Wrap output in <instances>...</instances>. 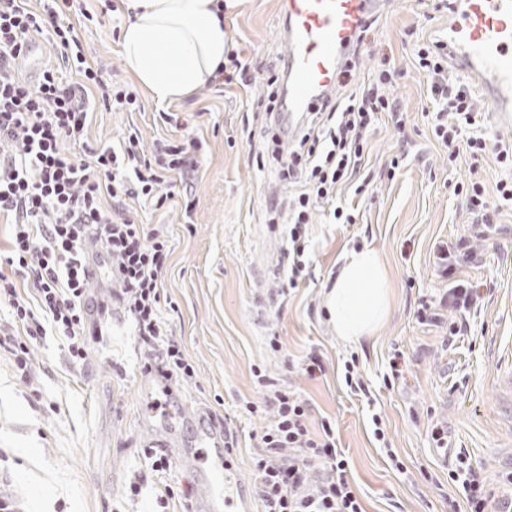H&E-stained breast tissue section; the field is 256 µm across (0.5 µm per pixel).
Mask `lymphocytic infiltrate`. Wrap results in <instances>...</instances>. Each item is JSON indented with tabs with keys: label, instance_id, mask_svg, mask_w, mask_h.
<instances>
[{
	"label": "lymphocytic infiltrate",
	"instance_id": "lymphocytic-infiltrate-1",
	"mask_svg": "<svg viewBox=\"0 0 512 512\" xmlns=\"http://www.w3.org/2000/svg\"><path fill=\"white\" fill-rule=\"evenodd\" d=\"M85 13L84 0H0V219L11 226L8 249L0 257L10 268L0 272V304L24 332L20 339L0 337V347L13 353L23 373L30 341L46 336L63 337L71 361L87 358L84 320L90 309L87 288L94 262L88 248L93 245L110 262L115 297L135 325L146 371L187 380L195 369L181 342L168 334L160 306L170 257L168 229L136 222L128 203L136 199L164 208L174 199L177 184L196 171L198 143L183 138L149 148L134 131L116 148L89 144L97 108L135 112L141 103L131 86L88 62L72 23ZM41 35L55 60L31 79L25 73L30 45ZM416 62L433 78L432 133L447 148L449 162H456L464 149L473 162L491 154L499 168L512 170V143L488 145L476 128L471 87L448 81L447 44L417 45ZM63 66L75 69L80 81L64 80L59 74ZM392 80L389 59L380 58L367 86L342 98L327 97L294 137L273 142L271 160L280 179L303 186L288 206L275 200L269 204L271 223H278L281 209L289 211V287H298L304 278L305 229L314 212L328 205L336 223L353 221L337 206L336 192L360 169L366 135L378 114L398 112L396 99L387 92ZM495 190L491 199L483 182L454 185L473 216L475 237L492 226L502 206L512 204V178L499 179ZM472 258L469 250L439 256L444 276L452 280L447 302L453 310H467L480 297L457 274ZM257 383L264 389L262 402L246 408L272 417L252 458L262 512H365L330 421L311 431L305 400L287 388L270 386L265 375H258ZM456 461L448 477L462 489L465 512H512L511 502L495 506L484 476L466 453H458Z\"/></svg>",
	"mask_w": 512,
	"mask_h": 512
}]
</instances>
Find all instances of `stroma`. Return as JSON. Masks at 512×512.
<instances>
[{
	"label": "stroma",
	"instance_id": "stroma-1",
	"mask_svg": "<svg viewBox=\"0 0 512 512\" xmlns=\"http://www.w3.org/2000/svg\"><path fill=\"white\" fill-rule=\"evenodd\" d=\"M92 13L93 22L76 26L88 60L114 80L133 82L117 19L105 0H94ZM284 18L281 0H233L225 8L229 48L264 64L249 86L205 85L164 104L143 97L138 112H94V146L116 144L132 127L148 146L182 136L201 144L191 217L177 201L156 212L130 204L139 221L169 227L162 316L195 376L167 387L147 373L131 323L112 324L109 277L92 281L86 361L70 362L62 340L48 336L32 343L23 374L0 348V506L7 512H150L160 496L165 512H197L196 471L176 458L167 473H151L144 451L159 440L191 445L204 427L234 434L232 472L254 495L251 437L269 418L245 413L243 405L262 398L258 369L308 399L313 419L331 421L366 512H448L449 500L462 498L448 478L460 451L484 471L496 500H512V211L503 210L499 233L477 241L476 259L461 269L481 290L464 335L448 336L455 312L440 326L417 318L420 304L439 300L448 287L438 247L469 236L471 218L454 183L483 180L492 196L499 177L493 162L475 169L464 153L449 164L425 113L431 78L416 66L415 44L445 37L448 12L439 0H388L373 25L353 82L366 81L378 54H388L395 68L389 92L400 112L379 114L368 134L366 193L348 185L337 192L355 223L333 224L315 213L310 276L293 291L282 286L288 242L269 224L268 204L287 202L295 188L256 164L268 148L256 104L267 69L281 68L287 57ZM165 113L176 115L177 125L164 123ZM364 248L384 262L391 302L374 335L348 345L333 330L325 296L345 258ZM272 335L281 351L271 349ZM397 350L403 359L393 380L388 362ZM312 355L324 368L313 379L300 368ZM352 357L362 395L344 383L343 363ZM374 412L383 421L381 442L373 436ZM437 426L447 447L432 438ZM392 453L401 469L392 467ZM136 480L142 492L133 497L128 488Z\"/></svg>",
	"mask_w": 512,
	"mask_h": 512
}]
</instances>
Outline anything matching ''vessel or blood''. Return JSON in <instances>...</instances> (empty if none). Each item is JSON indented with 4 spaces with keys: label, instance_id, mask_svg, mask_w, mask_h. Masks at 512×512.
<instances>
[{
    "label": "vessel or blood",
    "instance_id": "b4317fda",
    "mask_svg": "<svg viewBox=\"0 0 512 512\" xmlns=\"http://www.w3.org/2000/svg\"><path fill=\"white\" fill-rule=\"evenodd\" d=\"M387 0H286L288 82L282 117L296 126L336 84L358 27ZM448 57L492 103L488 120L512 129V0H455L448 19ZM202 512H251L252 502L230 489L222 451H215L197 485Z\"/></svg>",
    "mask_w": 512,
    "mask_h": 512
}]
</instances>
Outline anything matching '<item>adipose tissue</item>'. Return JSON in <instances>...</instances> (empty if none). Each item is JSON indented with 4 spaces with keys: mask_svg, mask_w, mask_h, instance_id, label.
Returning a JSON list of instances; mask_svg holds the SVG:
<instances>
[{
    "mask_svg": "<svg viewBox=\"0 0 512 512\" xmlns=\"http://www.w3.org/2000/svg\"><path fill=\"white\" fill-rule=\"evenodd\" d=\"M123 10L129 15L120 36L123 56L156 103L192 93L223 65L229 48L216 0H123ZM389 304L379 255L352 252L326 297L337 336L347 343L371 336Z\"/></svg>",
    "mask_w": 512,
    "mask_h": 512,
    "instance_id": "obj_1",
    "label": "adipose tissue"
}]
</instances>
